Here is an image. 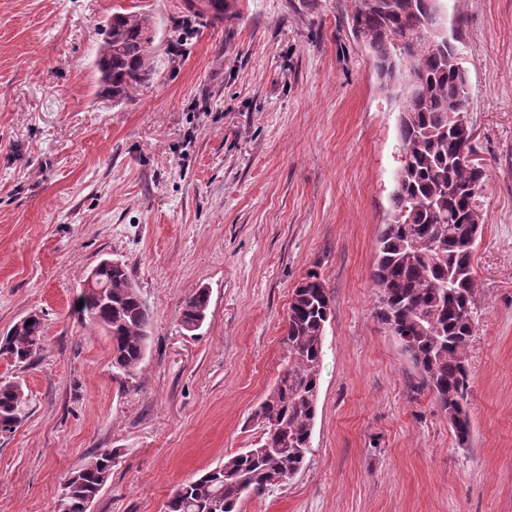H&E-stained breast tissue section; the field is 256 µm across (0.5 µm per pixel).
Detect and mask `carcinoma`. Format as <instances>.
Listing matches in <instances>:
<instances>
[{
  "label": "carcinoma",
  "mask_w": 512,
  "mask_h": 512,
  "mask_svg": "<svg viewBox=\"0 0 512 512\" xmlns=\"http://www.w3.org/2000/svg\"><path fill=\"white\" fill-rule=\"evenodd\" d=\"M441 0H354L353 36L364 39L379 74L393 65L415 77L400 97L399 150L408 166L392 194L396 223L380 234L372 279L378 291L375 315L396 338L444 413L462 416L451 426L458 443L470 437L467 347L477 310L473 254L478 236L469 233L475 207L473 190L484 172L462 164L471 149L448 115L466 109L459 99L460 69L451 53L422 43L420 31ZM188 16L224 20V0H191ZM151 19L140 12L115 13L105 29L97 65L104 92L127 99L151 71ZM108 286L104 299L90 290L79 296L82 319L101 328L112 345V367L136 375L146 355L150 314L127 267L116 263L99 273ZM210 302L205 288L182 304L179 325L189 331L203 324ZM330 297L311 272L292 294L285 334L283 370L252 419L261 430L254 448L180 484L166 512H238L243 497L260 495L292 479L305 465L317 415L320 368ZM42 323L21 322L0 338V355L30 364L42 350ZM22 386L0 380V433L13 432L26 409ZM120 457L108 448L71 472L63 483L57 512H87Z\"/></svg>",
  "instance_id": "1"
}]
</instances>
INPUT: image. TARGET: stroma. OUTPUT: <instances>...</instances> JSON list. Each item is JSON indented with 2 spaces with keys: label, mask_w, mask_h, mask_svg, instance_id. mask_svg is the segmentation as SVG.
I'll list each match as a JSON object with an SVG mask.
<instances>
[{
  "label": "stroma",
  "mask_w": 512,
  "mask_h": 512,
  "mask_svg": "<svg viewBox=\"0 0 512 512\" xmlns=\"http://www.w3.org/2000/svg\"><path fill=\"white\" fill-rule=\"evenodd\" d=\"M0 0V334L43 324L28 399L0 435V512H56L65 476L120 449L88 512H165L173 490L258 442L294 288L332 314L311 451L240 512H512V0H442L486 182L468 343L471 436L377 322L372 270L400 166L399 101L348 20L353 0ZM154 24L152 72L101 93L102 27ZM124 263L151 316L142 370L115 374L75 311L85 271ZM198 288L201 328L178 324ZM195 3H198L199 6ZM186 9L190 17L210 15L213 19L218 21L224 18V0H189Z\"/></svg>",
  "instance_id": "stroma-1"
}]
</instances>
